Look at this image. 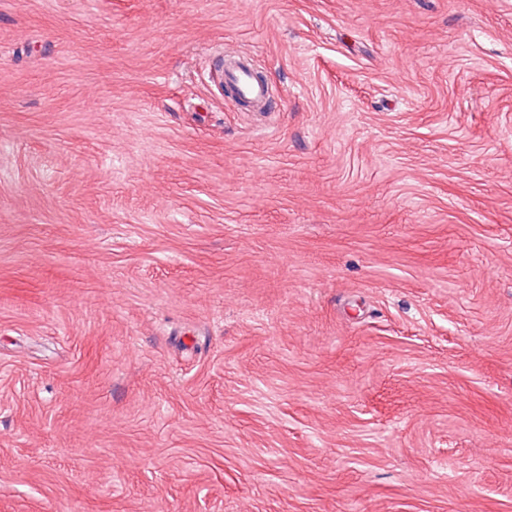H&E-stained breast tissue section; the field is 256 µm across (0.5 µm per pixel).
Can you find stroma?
Returning a JSON list of instances; mask_svg holds the SVG:
<instances>
[{"label":"stroma","instance_id":"stroma-1","mask_svg":"<svg viewBox=\"0 0 512 512\" xmlns=\"http://www.w3.org/2000/svg\"><path fill=\"white\" fill-rule=\"evenodd\" d=\"M0 512H512V0H0ZM235 59L237 61L224 70V85L240 100L265 103L270 97V88L256 77L254 60L246 55Z\"/></svg>","mask_w":512,"mask_h":512}]
</instances>
